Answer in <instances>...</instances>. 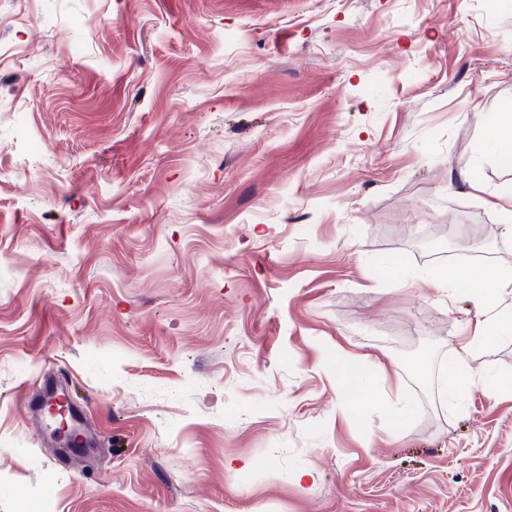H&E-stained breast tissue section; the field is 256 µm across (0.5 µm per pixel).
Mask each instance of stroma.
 <instances>
[{
    "instance_id": "1",
    "label": "stroma",
    "mask_w": 512,
    "mask_h": 512,
    "mask_svg": "<svg viewBox=\"0 0 512 512\" xmlns=\"http://www.w3.org/2000/svg\"><path fill=\"white\" fill-rule=\"evenodd\" d=\"M507 112L512 0H0V512H512ZM485 203L503 217V232L512 236V196L491 193ZM510 285L512 286V278L495 268L482 269L472 284L477 294L490 301L498 300L502 291ZM484 335V334H483ZM483 335L472 336L468 340L462 342L459 348L455 351V357L448 364V368L445 369V380L444 390L447 389V375L451 381L450 394L453 396L462 391L464 383L461 381V376L468 370V359L474 349L481 340Z\"/></svg>"
}]
</instances>
